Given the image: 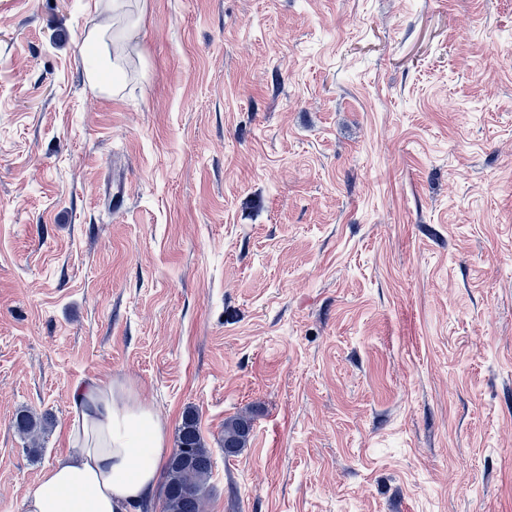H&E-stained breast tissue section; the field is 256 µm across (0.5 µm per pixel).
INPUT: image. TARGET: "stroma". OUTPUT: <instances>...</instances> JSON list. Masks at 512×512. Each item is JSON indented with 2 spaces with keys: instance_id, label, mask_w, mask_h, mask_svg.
Masks as SVG:
<instances>
[{
  "instance_id": "obj_1",
  "label": "stroma",
  "mask_w": 512,
  "mask_h": 512,
  "mask_svg": "<svg viewBox=\"0 0 512 512\" xmlns=\"http://www.w3.org/2000/svg\"><path fill=\"white\" fill-rule=\"evenodd\" d=\"M130 10L110 95L101 0H0V512L89 379L197 410L204 512H512V0ZM134 28L135 26L125 27L117 35L112 36V38L107 37L106 32L96 30L89 33L87 39L97 43L99 50L103 52L109 60L111 58L110 46L112 45V55H117L122 51V43L127 42L131 38ZM47 421L43 417H37L28 410L19 411L14 420L15 430L23 436L30 437L35 443V437L45 429ZM252 431L251 419L236 415L224 421L223 448L225 457L238 456L249 441Z\"/></svg>"
}]
</instances>
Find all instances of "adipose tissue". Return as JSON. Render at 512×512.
<instances>
[{
    "label": "adipose tissue",
    "mask_w": 512,
    "mask_h": 512,
    "mask_svg": "<svg viewBox=\"0 0 512 512\" xmlns=\"http://www.w3.org/2000/svg\"><path fill=\"white\" fill-rule=\"evenodd\" d=\"M68 425L74 450L42 471L25 512H131L153 496L169 458L166 432L130 391L76 385Z\"/></svg>",
    "instance_id": "adipose-tissue-1"
}]
</instances>
